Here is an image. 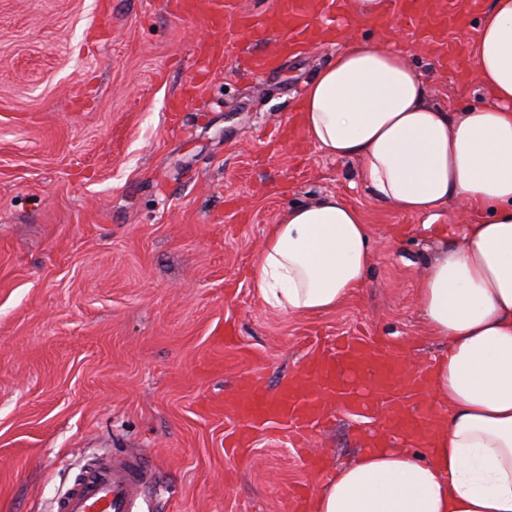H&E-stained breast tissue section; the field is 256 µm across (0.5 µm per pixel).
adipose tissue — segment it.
<instances>
[{
  "label": "adipose tissue",
  "instance_id": "1",
  "mask_svg": "<svg viewBox=\"0 0 512 512\" xmlns=\"http://www.w3.org/2000/svg\"><path fill=\"white\" fill-rule=\"evenodd\" d=\"M470 75L479 103L446 111L392 39H352L303 90L304 140L354 162L377 201L471 215L438 239L418 290L426 331L445 344L429 378L436 428L333 468L309 512H512V0L482 14ZM372 263L370 225L329 193L268 226L252 285L276 311L322 314L366 286Z\"/></svg>",
  "mask_w": 512,
  "mask_h": 512
}]
</instances>
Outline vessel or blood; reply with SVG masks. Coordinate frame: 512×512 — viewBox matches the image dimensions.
Wrapping results in <instances>:
<instances>
[{
	"label": "vessel or blood",
	"instance_id": "vessel-or-blood-1",
	"mask_svg": "<svg viewBox=\"0 0 512 512\" xmlns=\"http://www.w3.org/2000/svg\"><path fill=\"white\" fill-rule=\"evenodd\" d=\"M277 10L265 20L236 13L230 0H167L180 14L200 15L213 28L234 21L237 28L256 39H273L270 50H242L245 70L262 76L284 51L325 37L337 29L343 0H276ZM235 33L224 40L198 49V77H205L215 62L223 60L228 47L237 45ZM239 393L225 399L224 413L238 423L236 447L248 446L254 430L279 425L295 435L320 428L331 399H339L343 409L359 414L371 396L389 399L400 392L420 394L425 389L423 374L403 369L399 356L388 349L364 341L338 346L329 355L310 357L300 374L284 380L270 392L249 373L238 377ZM151 478L149 465L136 453L96 457L60 496L57 512H140L138 500Z\"/></svg>",
	"mask_w": 512,
	"mask_h": 512
}]
</instances>
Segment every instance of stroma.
Masks as SVG:
<instances>
[{"label": "stroma", "mask_w": 512, "mask_h": 512, "mask_svg": "<svg viewBox=\"0 0 512 512\" xmlns=\"http://www.w3.org/2000/svg\"><path fill=\"white\" fill-rule=\"evenodd\" d=\"M99 2L0 0V512H55L91 459L131 449L158 476L150 512H292L306 480L296 449L271 431L226 457L225 396L245 370L276 390L346 336L426 370L439 342L417 305L423 245L470 214L423 229L372 198L352 162L303 141L299 96L339 41L288 51L253 81L226 54L174 112L204 19L111 0L102 38ZM388 2L385 24L435 102L473 104L459 64L474 26L429 43L422 7ZM330 192L371 226L368 285L329 313L272 310L251 280L266 228ZM394 403L374 400L361 419L333 403L308 452L352 460Z\"/></svg>", "instance_id": "obj_1"}]
</instances>
